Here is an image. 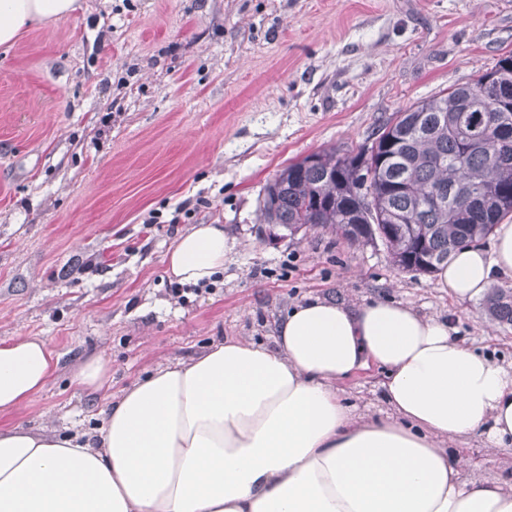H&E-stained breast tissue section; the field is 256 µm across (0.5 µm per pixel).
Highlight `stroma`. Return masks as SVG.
<instances>
[{"mask_svg":"<svg viewBox=\"0 0 512 512\" xmlns=\"http://www.w3.org/2000/svg\"><path fill=\"white\" fill-rule=\"evenodd\" d=\"M512 55V0H81L0 47V341L57 360L0 429L98 436L112 398L243 338L271 345L295 303L389 299L451 319L512 364V325L456 302L382 245L323 229L272 238L260 203L288 163L355 150L391 113ZM220 224L233 252L210 290L174 295L182 229ZM103 357L98 390L74 375ZM381 375L342 382L387 415ZM465 475H512V451L460 445Z\"/></svg>","mask_w":512,"mask_h":512,"instance_id":"obj_1","label":"stroma"}]
</instances>
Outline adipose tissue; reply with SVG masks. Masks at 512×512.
Masks as SVG:
<instances>
[{
	"label": "adipose tissue",
	"instance_id": "1",
	"mask_svg": "<svg viewBox=\"0 0 512 512\" xmlns=\"http://www.w3.org/2000/svg\"><path fill=\"white\" fill-rule=\"evenodd\" d=\"M79 0H0V46ZM234 238L196 224L168 255L183 284L224 268ZM512 271V224L458 249L436 283L460 302ZM448 320L387 300L315 297L288 309L273 346L244 339L159 370L113 400L99 443L0 429V512H512V480L468 478L447 445L512 446V366ZM383 375L384 418L356 414L340 382ZM45 341L0 342V412L43 389Z\"/></svg>",
	"mask_w": 512,
	"mask_h": 512
}]
</instances>
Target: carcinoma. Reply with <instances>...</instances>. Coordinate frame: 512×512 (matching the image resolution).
Masks as SVG:
<instances>
[{
  "label": "carcinoma",
  "instance_id": "cac0c4a2",
  "mask_svg": "<svg viewBox=\"0 0 512 512\" xmlns=\"http://www.w3.org/2000/svg\"><path fill=\"white\" fill-rule=\"evenodd\" d=\"M261 212L276 236L328 228L381 243L404 270L434 272L512 218V56L392 113L355 154L289 163L265 187ZM485 309L511 325L512 289H492Z\"/></svg>",
  "mask_w": 512,
  "mask_h": 512
}]
</instances>
